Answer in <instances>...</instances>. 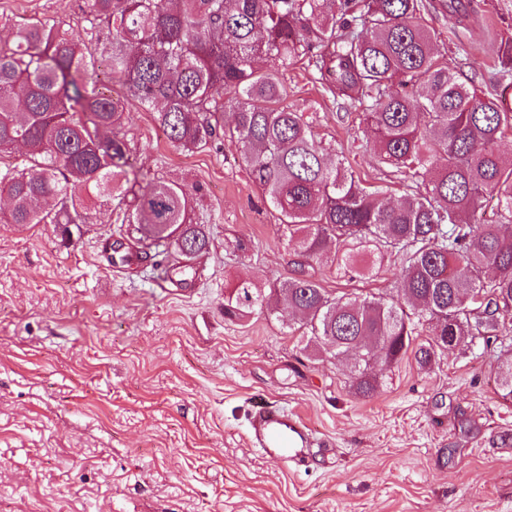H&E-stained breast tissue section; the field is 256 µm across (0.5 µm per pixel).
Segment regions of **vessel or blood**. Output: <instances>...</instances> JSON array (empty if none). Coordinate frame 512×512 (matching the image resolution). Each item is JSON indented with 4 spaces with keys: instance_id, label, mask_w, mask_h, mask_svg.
Here are the masks:
<instances>
[{
    "instance_id": "b4317fda",
    "label": "vessel or blood",
    "mask_w": 512,
    "mask_h": 512,
    "mask_svg": "<svg viewBox=\"0 0 512 512\" xmlns=\"http://www.w3.org/2000/svg\"><path fill=\"white\" fill-rule=\"evenodd\" d=\"M313 444L309 428L301 418L278 405L256 404L251 412L249 445L262 449L284 464L303 463Z\"/></svg>"
}]
</instances>
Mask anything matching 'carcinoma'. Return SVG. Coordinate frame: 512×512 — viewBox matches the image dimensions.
<instances>
[{
    "label": "carcinoma",
    "instance_id": "cac0c4a2",
    "mask_svg": "<svg viewBox=\"0 0 512 512\" xmlns=\"http://www.w3.org/2000/svg\"><path fill=\"white\" fill-rule=\"evenodd\" d=\"M91 22L112 33L109 78L143 105L169 142L194 152L224 134L241 145L253 182L293 243L294 276L265 293L240 281L224 316L286 310L308 343L348 362L355 393L379 387L371 362L422 366L438 352L480 342L508 353L496 370L512 400V160L499 145L512 108L481 95L439 55L426 0H87ZM328 91L358 103L370 149L406 187L389 206L345 158L327 161L303 113L285 104L279 74L298 61ZM97 59L75 34L38 19L0 47V167L6 224H84L107 198L129 212L143 248L175 247L173 266L208 252L193 219L194 190L129 179L125 111L100 86ZM496 199L495 218L483 219ZM402 256V288L389 300L336 296L307 275L327 261L358 276L356 258L380 266ZM429 338L416 342L419 327Z\"/></svg>",
    "mask_w": 512,
    "mask_h": 512
}]
</instances>
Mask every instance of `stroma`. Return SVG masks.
Wrapping results in <instances>:
<instances>
[{"label":"stroma","instance_id":"stroma-1","mask_svg":"<svg viewBox=\"0 0 512 512\" xmlns=\"http://www.w3.org/2000/svg\"><path fill=\"white\" fill-rule=\"evenodd\" d=\"M425 19L441 54L512 106L492 73L512 45V0H461ZM81 36L105 59L112 35L85 0H0V43L29 19ZM287 104L356 175L404 193L366 148L359 113L305 63L280 73ZM122 132L138 178L197 188L208 255L164 280L152 258L112 267L134 245L110 207L83 224L0 223V512H512V401L498 354L479 345L414 356L377 371L357 395L345 366L304 351L288 316H224V289H262L294 274L293 250L253 183L236 140L175 148L152 108L125 96ZM328 291L395 295L383 271L308 269ZM301 416L317 443L284 467L249 447L251 406ZM456 458H449V449Z\"/></svg>","mask_w":512,"mask_h":512}]
</instances>
